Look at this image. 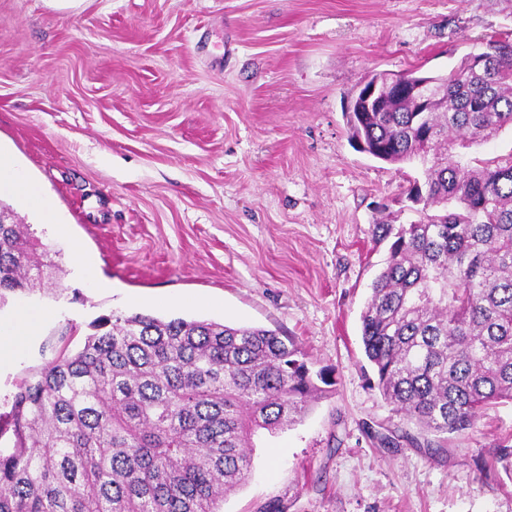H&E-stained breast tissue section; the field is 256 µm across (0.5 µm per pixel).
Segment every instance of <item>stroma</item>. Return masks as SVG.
<instances>
[{
	"instance_id": "stroma-1",
	"label": "stroma",
	"mask_w": 512,
	"mask_h": 512,
	"mask_svg": "<svg viewBox=\"0 0 512 512\" xmlns=\"http://www.w3.org/2000/svg\"><path fill=\"white\" fill-rule=\"evenodd\" d=\"M510 31L512 0H0V153L56 222L0 202L60 268L0 301L2 324L57 311L0 369V412L69 324L77 347L114 311L260 326L335 384L256 441L224 512H512L495 455L512 404L431 438L369 384L360 314L387 254L373 224L381 205L419 219L421 172L360 152L345 115L369 72L444 74ZM75 240L110 290L80 277Z\"/></svg>"
}]
</instances>
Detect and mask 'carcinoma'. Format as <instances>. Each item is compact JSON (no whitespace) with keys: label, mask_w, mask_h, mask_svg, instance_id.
<instances>
[{"label":"carcinoma","mask_w":512,"mask_h":512,"mask_svg":"<svg viewBox=\"0 0 512 512\" xmlns=\"http://www.w3.org/2000/svg\"><path fill=\"white\" fill-rule=\"evenodd\" d=\"M493 73L460 65L431 111L388 92L351 137L389 163H427L413 224L374 225L386 265L361 313L376 387L433 434L512 403V157L474 165L455 146L512 126V40L490 38ZM25 224H0V298L44 284ZM73 351L50 345L0 414V512H222L247 481L254 437L296 423L333 370L314 371L275 330L135 313L102 315Z\"/></svg>","instance_id":"cac0c4a2"}]
</instances>
